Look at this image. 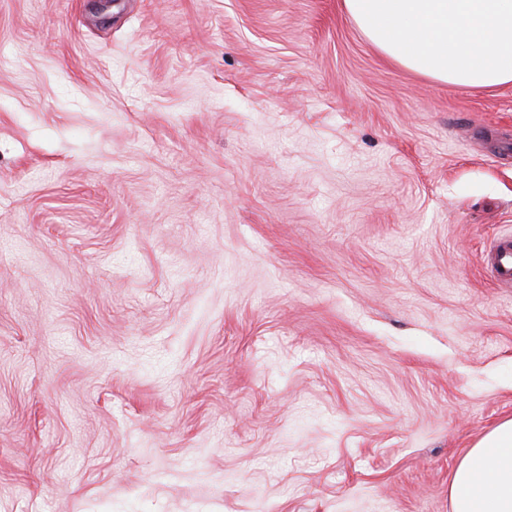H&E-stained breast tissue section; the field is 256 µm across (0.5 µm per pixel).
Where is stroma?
I'll return each instance as SVG.
<instances>
[{
	"label": "stroma",
	"mask_w": 512,
	"mask_h": 512,
	"mask_svg": "<svg viewBox=\"0 0 512 512\" xmlns=\"http://www.w3.org/2000/svg\"><path fill=\"white\" fill-rule=\"evenodd\" d=\"M506 235L512 83L344 0H0V512H451Z\"/></svg>",
	"instance_id": "1"
}]
</instances>
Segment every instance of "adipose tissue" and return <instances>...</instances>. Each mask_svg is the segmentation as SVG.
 I'll return each mask as SVG.
<instances>
[{
    "label": "adipose tissue",
    "mask_w": 512,
    "mask_h": 512,
    "mask_svg": "<svg viewBox=\"0 0 512 512\" xmlns=\"http://www.w3.org/2000/svg\"><path fill=\"white\" fill-rule=\"evenodd\" d=\"M452 512H512V419L483 436L450 483Z\"/></svg>",
    "instance_id": "1"
}]
</instances>
